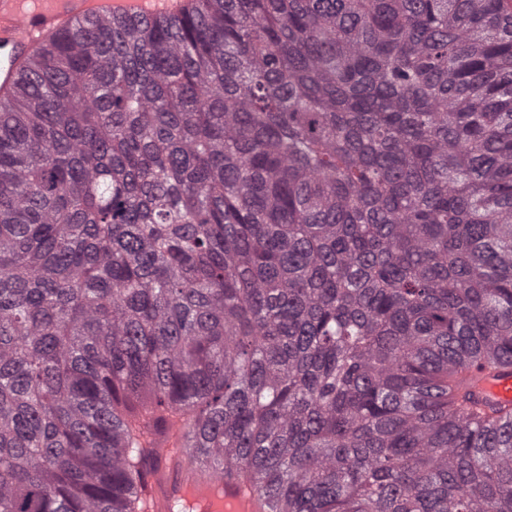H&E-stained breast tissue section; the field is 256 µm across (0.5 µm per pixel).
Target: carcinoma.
<instances>
[{
	"label": "carcinoma",
	"mask_w": 512,
	"mask_h": 512,
	"mask_svg": "<svg viewBox=\"0 0 512 512\" xmlns=\"http://www.w3.org/2000/svg\"><path fill=\"white\" fill-rule=\"evenodd\" d=\"M512 0H194L0 98V512H512ZM469 385L483 399L512 406V367L494 377L476 375L470 378ZM157 446L159 463L148 475L152 512L172 511L176 502L184 503L191 512H269L264 500L245 494L227 475L196 482L184 462L179 468L173 467L181 455L171 441L158 440Z\"/></svg>",
	"instance_id": "1"
}]
</instances>
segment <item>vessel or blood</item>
Returning <instances> with one entry per match:
<instances>
[{
    "mask_svg": "<svg viewBox=\"0 0 512 512\" xmlns=\"http://www.w3.org/2000/svg\"><path fill=\"white\" fill-rule=\"evenodd\" d=\"M186 0H0V94L11 91L23 61L46 40L85 18L129 17L152 20L179 15ZM469 385L481 398L512 406V368L495 376L478 375ZM159 463L148 475L152 512H172L184 503L189 512H267L264 500L238 489L225 475L195 481L178 466L171 442L158 443Z\"/></svg>",
    "mask_w": 512,
    "mask_h": 512,
    "instance_id": "obj_1",
    "label": "vessel or blood"
}]
</instances>
